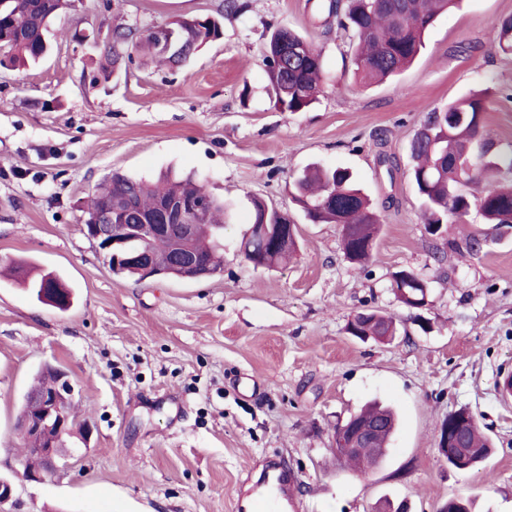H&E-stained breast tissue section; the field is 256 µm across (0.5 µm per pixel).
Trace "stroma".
Here are the masks:
<instances>
[{
    "mask_svg": "<svg viewBox=\"0 0 512 512\" xmlns=\"http://www.w3.org/2000/svg\"><path fill=\"white\" fill-rule=\"evenodd\" d=\"M73 0L54 29L108 30L114 15L140 31L211 16L221 39L187 64L133 60L119 78L97 70L101 48L54 37L38 64L0 68V265L57 271L74 288L67 311L0 278V476L13 480L0 512H249L246 478L273 461L296 477L285 512H374L408 501L438 512L467 497L472 512H512V227L449 225L427 233L409 178L410 144L426 115L490 86L486 128L512 147V54L495 46L512 0H462L429 30L416 63L370 88L352 76L347 32L324 29L306 0ZM296 30L320 51L323 91L304 112L271 101L269 33ZM389 157L394 172L379 162ZM317 163L349 169L376 204L382 231L364 266L340 248V227L312 224L292 180ZM194 175L226 205L224 271L198 281L114 275L87 236L81 208L108 173ZM287 212L297 255L253 268L236 253L252 199ZM478 235L477 252L449 248ZM443 260H435V250ZM429 283L427 304L404 307L393 276ZM364 309L395 316L392 342L361 341L347 322ZM75 387L64 468L19 477L16 429L24 394L44 365ZM400 425L374 471L334 456V434L370 401ZM465 409L491 438V457L462 472L438 450V429Z\"/></svg>",
    "mask_w": 512,
    "mask_h": 512,
    "instance_id": "35a3bbf8",
    "label": "stroma"
}]
</instances>
